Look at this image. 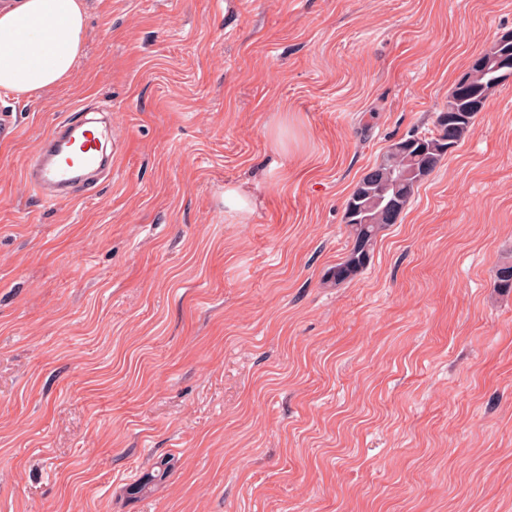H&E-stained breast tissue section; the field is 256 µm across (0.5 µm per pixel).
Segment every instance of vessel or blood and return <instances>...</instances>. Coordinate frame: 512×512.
<instances>
[{
    "label": "vessel or blood",
    "instance_id": "vessel-or-blood-1",
    "mask_svg": "<svg viewBox=\"0 0 512 512\" xmlns=\"http://www.w3.org/2000/svg\"><path fill=\"white\" fill-rule=\"evenodd\" d=\"M107 130L86 117L63 114L27 159L23 174L29 187L47 204L72 198L88 180L108 170L101 152Z\"/></svg>",
    "mask_w": 512,
    "mask_h": 512
}]
</instances>
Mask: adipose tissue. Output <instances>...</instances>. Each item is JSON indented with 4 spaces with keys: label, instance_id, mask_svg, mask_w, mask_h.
<instances>
[{
    "label": "adipose tissue",
    "instance_id": "adipose-tissue-1",
    "mask_svg": "<svg viewBox=\"0 0 512 512\" xmlns=\"http://www.w3.org/2000/svg\"><path fill=\"white\" fill-rule=\"evenodd\" d=\"M85 30L84 0H0V89L31 98L65 81Z\"/></svg>",
    "mask_w": 512,
    "mask_h": 512
}]
</instances>
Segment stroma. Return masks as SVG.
<instances>
[{
	"instance_id": "obj_1",
	"label": "stroma",
	"mask_w": 512,
	"mask_h": 512,
	"mask_svg": "<svg viewBox=\"0 0 512 512\" xmlns=\"http://www.w3.org/2000/svg\"><path fill=\"white\" fill-rule=\"evenodd\" d=\"M85 6L71 78L0 92V512H512V82L326 280L512 0ZM80 108L112 173L49 206L23 165ZM155 468L157 470L146 472L137 482L128 487L126 495L131 498H137L163 484L170 475L171 465L168 461H162Z\"/></svg>"
}]
</instances>
